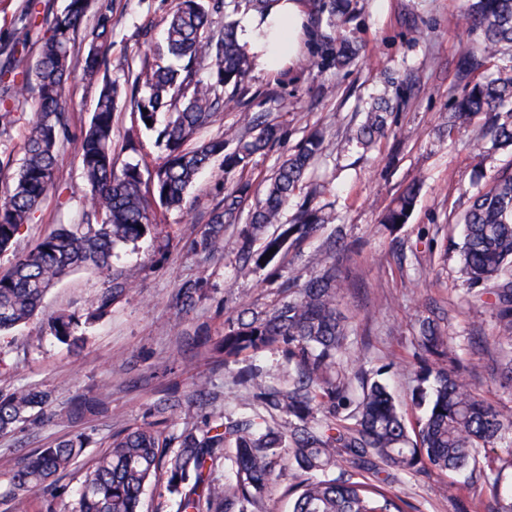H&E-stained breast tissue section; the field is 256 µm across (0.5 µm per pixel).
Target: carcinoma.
I'll return each instance as SVG.
<instances>
[{
	"instance_id": "1",
	"label": "carcinoma",
	"mask_w": 512,
	"mask_h": 512,
	"mask_svg": "<svg viewBox=\"0 0 512 512\" xmlns=\"http://www.w3.org/2000/svg\"><path fill=\"white\" fill-rule=\"evenodd\" d=\"M268 2L176 0L162 43L128 77L129 102L140 122L149 119L154 128L159 114L167 115L158 134L167 155L153 175L151 197L142 189L138 166H117L113 129L123 90L103 78L79 145L88 208L81 223L58 225L0 276V332L37 316L45 294L70 270L104 268L116 246L143 238L152 227L154 208L181 206L199 173L219 156L224 157V179L233 175L235 180L192 239L194 251L207 257L218 254L224 225L235 221L242 204L252 197L256 202L248 213L250 233L240 243L247 265H269L328 223L329 217L309 199L299 205L293 223L281 222L324 150L321 133H310L262 190L244 173L252 157L277 138L274 125L245 112L238 127L198 139L221 112L243 105L244 81L254 60L237 39L233 15L242 6L261 13ZM316 2L330 33L321 36L312 64L345 67L359 54V47L341 35L349 0ZM93 4L94 0H66L65 7L46 20L35 64L22 81H6L0 72V134L17 122L19 104L28 101V94H34L36 102L24 157L13 173L9 195L0 202V252L10 248L56 182L67 125L65 85L75 69L76 38ZM221 13L225 21L217 27L214 15ZM463 20L481 35L478 45L458 61L459 73L466 78L512 48V0H469ZM112 30V16L101 3L83 58L85 76L96 78L108 70ZM511 103V67L500 69L493 78L466 83L448 114V135L483 114L486 135L493 143L512 145V108H506ZM388 109L389 104L381 102L367 111L365 121L353 130L361 144L368 146L383 133ZM229 138L237 144L227 153ZM417 195L418 187L408 186L380 223L392 228L407 223ZM463 224L459 257L464 281L472 297H494L500 335L492 341L512 349V171L500 174L473 199ZM260 235L263 242L256 249ZM347 253L343 246L330 248L320 259L317 275L301 285L288 281L284 296L271 309L226 321L224 336L210 349L226 361L243 354L255 360L270 348L282 352L288 363L286 377L270 381L260 364L237 375V382L251 390L266 415L232 418L213 410L199 422L185 423L177 435L165 434L156 421L126 426L112 434L107 449L86 473L72 512H138L147 486L161 471L179 512H264L285 450L302 475L288 490L291 512H410L406 497L389 493L366 477H354L345 469L347 463L374 476L384 466L407 475L469 470L486 487L488 512H512V486H503V466L488 456L479 458V449L512 436V412L493 405L466 381L450 337L434 321L421 320L416 337L413 357L420 372L412 402L427 407L414 421L389 386L372 378L374 371L342 361L349 328L338 311V296ZM129 291L127 283L114 276L86 313L60 312L41 327L58 342L74 347L81 340V325L101 318ZM202 296L200 280L183 284L177 293L178 302L187 308ZM491 377L511 388L512 357L499 363ZM50 402L51 394L42 390L0 391V434L37 423L38 410ZM88 441L84 433L73 434L41 449L15 470L9 494L16 512H27V496L33 491L57 495L62 490L59 476L77 463ZM167 448L173 452H165ZM222 461L229 462L230 476L221 482L212 474Z\"/></svg>"
}]
</instances>
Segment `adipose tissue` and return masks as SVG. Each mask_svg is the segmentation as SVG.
<instances>
[{
  "mask_svg": "<svg viewBox=\"0 0 512 512\" xmlns=\"http://www.w3.org/2000/svg\"><path fill=\"white\" fill-rule=\"evenodd\" d=\"M306 25L302 0H272L266 14L240 16L237 36L257 66L272 71L296 54Z\"/></svg>",
  "mask_w": 512,
  "mask_h": 512,
  "instance_id": "obj_1",
  "label": "adipose tissue"
}]
</instances>
